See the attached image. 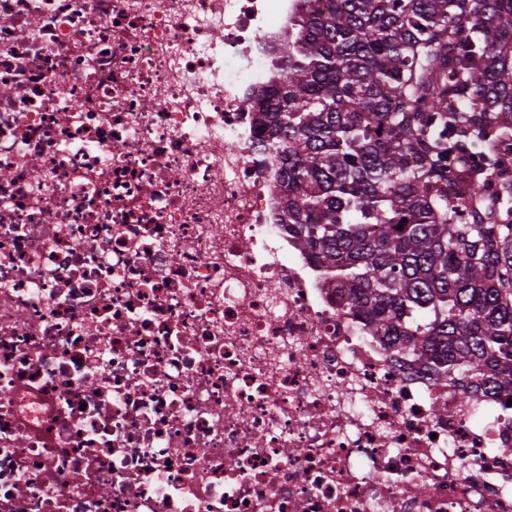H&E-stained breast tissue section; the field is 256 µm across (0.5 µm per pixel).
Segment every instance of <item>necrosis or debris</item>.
Here are the masks:
<instances>
[{
	"label": "necrosis or debris",
	"mask_w": 512,
	"mask_h": 512,
	"mask_svg": "<svg viewBox=\"0 0 512 512\" xmlns=\"http://www.w3.org/2000/svg\"><path fill=\"white\" fill-rule=\"evenodd\" d=\"M302 0H0V512H512V411L282 222Z\"/></svg>",
	"instance_id": "4bbe7bcc"
}]
</instances>
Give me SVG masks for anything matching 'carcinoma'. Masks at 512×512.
I'll return each instance as SVG.
<instances>
[{"instance_id": "carcinoma-1", "label": "carcinoma", "mask_w": 512, "mask_h": 512, "mask_svg": "<svg viewBox=\"0 0 512 512\" xmlns=\"http://www.w3.org/2000/svg\"><path fill=\"white\" fill-rule=\"evenodd\" d=\"M256 104L287 223L348 309L512 400V0H327Z\"/></svg>"}]
</instances>
